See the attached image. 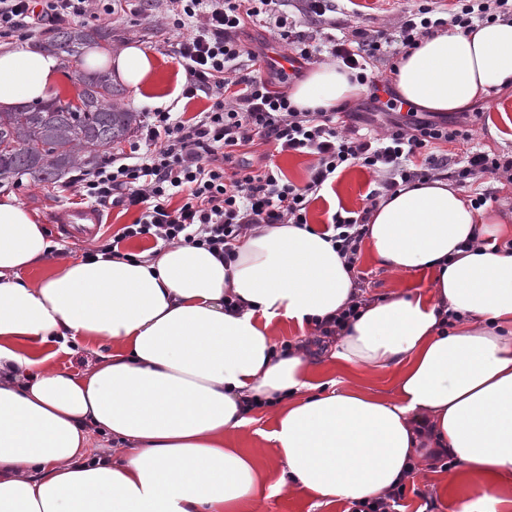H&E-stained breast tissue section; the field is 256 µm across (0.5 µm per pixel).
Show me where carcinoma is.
I'll return each instance as SVG.
<instances>
[{
	"label": "carcinoma",
	"instance_id": "obj_1",
	"mask_svg": "<svg viewBox=\"0 0 512 512\" xmlns=\"http://www.w3.org/2000/svg\"><path fill=\"white\" fill-rule=\"evenodd\" d=\"M104 28L61 25L45 48L63 61H77L86 46L107 40ZM78 103L53 99L0 112V182L22 175L55 183L78 165L77 149L95 151L125 140L139 115L114 104L125 88L108 72L77 71Z\"/></svg>",
	"mask_w": 512,
	"mask_h": 512
}]
</instances>
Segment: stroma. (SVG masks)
Wrapping results in <instances>:
<instances>
[{
    "label": "stroma",
    "instance_id": "stroma-1",
    "mask_svg": "<svg viewBox=\"0 0 512 512\" xmlns=\"http://www.w3.org/2000/svg\"><path fill=\"white\" fill-rule=\"evenodd\" d=\"M419 4L420 0H336L334 11L326 13L324 17L297 14V28L304 32L329 33L334 23L345 22L369 31L391 30L397 26L404 12L416 9ZM109 29L112 37L99 42V49L116 53L126 46L137 45L152 52L157 64L154 82L141 90L127 88L119 100L121 107L140 113L167 108L185 113L189 118L208 109L210 102L206 98L189 100L182 97L185 72L175 58L173 38L168 34L161 16L146 18L138 15L136 10L129 9L114 15ZM433 119L437 122L467 120L475 143L483 150L512 154V86L477 100L466 112L437 113ZM237 158L240 163L256 167L274 161L289 180L298 184L305 181L314 162L313 156L279 154L272 145L259 141L241 148ZM373 186L374 177L368 170L358 166L347 168L323 190L321 197L311 201L307 215L310 226L326 228L332 214L341 207L355 212L362 210L365 196ZM60 189V184L39 183L26 175L16 182L0 185V194H14L37 212L41 224L51 233L54 248L76 257L95 248L98 238L112 236L123 225L133 223L139 215L135 207L128 210L111 209L103 215L98 238L69 240L55 233L54 226L62 211L78 208L80 199L76 196L63 197ZM358 267L367 275L365 289L368 296L379 299L401 291H422L428 284L427 275L422 273L401 275L391 272L378 264L366 247L360 252ZM273 427L271 415L258 413L230 439L233 446L248 449L255 456L266 483L273 487L264 505L265 512H348L347 503H328L304 492L278 486L283 464L268 439ZM479 493V487L454 478L451 470L436 466L431 468L426 480L414 478L406 485L401 512H460L464 501Z\"/></svg>",
    "mask_w": 512,
    "mask_h": 512
}]
</instances>
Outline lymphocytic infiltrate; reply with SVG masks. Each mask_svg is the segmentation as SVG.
Here are the masks:
<instances>
[{"label":"lymphocytic infiltrate","instance_id":"1","mask_svg":"<svg viewBox=\"0 0 512 512\" xmlns=\"http://www.w3.org/2000/svg\"><path fill=\"white\" fill-rule=\"evenodd\" d=\"M118 0H0V38H30L36 31L87 19L111 20ZM285 0H142L144 11H161L177 33L175 53L184 69L188 98L205 96L208 110L186 119L176 112L149 113L129 152L81 171L71 186L95 209L137 207L140 217L111 239L86 251V258L120 257L126 239L147 236L165 245L207 248L233 262L236 245L259 224L307 226L308 206L338 171L358 165L378 179L366 196L365 210L336 211L327 229L337 252L354 268L366 235L369 212L381 199L409 184L430 179L454 181L470 190L479 208L494 199L481 186L486 176L512 173V155H492L472 146V133L448 129L404 111L392 81L375 63L414 48L420 36L452 26L470 30L481 22L512 20V0H454L443 11L427 0L403 16L391 32L353 29L320 38L297 31L283 8ZM291 45L305 62L327 55L351 80L370 86L369 104L387 115L389 128L378 136L361 132L359 111L341 104L329 112L303 111L291 102L282 71L247 69L257 51L240 37L247 23ZM262 141L277 152L315 156L304 184L288 180L273 162L242 165L226 173L238 149ZM463 143L458 153L448 143ZM180 206H172L175 195ZM356 284H363L356 272Z\"/></svg>","mask_w":512,"mask_h":512}]
</instances>
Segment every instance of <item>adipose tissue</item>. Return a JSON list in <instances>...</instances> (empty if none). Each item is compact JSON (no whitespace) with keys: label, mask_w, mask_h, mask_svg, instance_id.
<instances>
[{"label":"adipose tissue","mask_w":512,"mask_h":512,"mask_svg":"<svg viewBox=\"0 0 512 512\" xmlns=\"http://www.w3.org/2000/svg\"><path fill=\"white\" fill-rule=\"evenodd\" d=\"M93 68L133 88L155 75L152 54L91 51ZM393 80L410 104L457 112L512 83V22L455 29L401 53ZM61 64L33 46L0 52V111L50 100ZM326 63L291 92L301 109L360 95ZM505 226L443 180L409 185L372 211L375 260L430 273L429 290L368 302L330 356L348 374L392 370L385 400L355 386L326 390L312 360L271 334L286 319L315 328L357 295L353 275L318 229L263 224L231 264L170 245L144 259H57L34 211L0 195V512H263L252 455L224 437L254 409L292 488L363 501L405 484L442 451L482 485L461 512H499L512 477V253ZM44 266L36 280L26 270ZM232 296L237 311L224 309ZM111 344L92 368L61 354Z\"/></svg>","instance_id":"ef3b65f1"}]
</instances>
